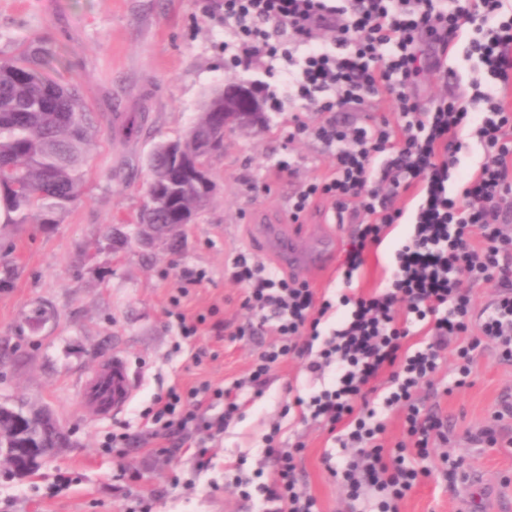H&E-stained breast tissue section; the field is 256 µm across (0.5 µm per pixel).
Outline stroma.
<instances>
[{
    "label": "stroma",
    "instance_id": "35a3bbf8",
    "mask_svg": "<svg viewBox=\"0 0 512 512\" xmlns=\"http://www.w3.org/2000/svg\"><path fill=\"white\" fill-rule=\"evenodd\" d=\"M35 40L52 52L47 75L79 88L99 133L85 152L84 195L60 224H0V261L17 268L0 284V342L12 350L0 361V402L48 410L71 441L32 476L0 470V512H137L146 498L153 512H264L262 498L242 497L235 480L254 478L259 469L273 478L264 448L275 426L277 443L297 448L299 487L315 497L318 512H372L373 491L349 496L342 477L328 470L327 461L344 456L334 438L288 407L293 394L307 397L328 387L333 370L312 374L295 358L273 367L262 395L248 399L209 441L214 459L206 470L191 455L193 437L154 438L143 415L170 387L203 380L232 385L275 339L267 326L233 341L211 330L182 340L165 310L183 270L209 275L191 289L185 307L203 314L219 307V320L234 328L249 321L242 286L225 274L236 256L307 281L334 301L357 228L350 220L335 223L323 198L290 222V199L304 182L327 173L333 157L314 136H291L293 106L285 99L267 103L266 129L227 132L223 153L210 163L214 200L192 223L170 226L162 238L135 223L156 144L181 137L224 84L256 82L268 91L276 84L265 65L225 63L224 0H0V58ZM467 43L463 34L448 48L455 79H424L426 106L454 94L470 97L473 82H487L478 58L467 57ZM131 112L146 113L147 120L123 143L117 131ZM286 160L294 163V175L277 174ZM409 230V224L394 225L369 251L352 288L384 287ZM284 241L298 249L296 259L281 251ZM320 252L324 269L308 267L307 259ZM116 354L129 365L135 395L123 411L97 418L85 406L81 382ZM472 358L467 385H458V360L449 351L418 390L421 410L446 422L448 442L418 461L417 484L399 512H512V359L487 341ZM489 428L496 443L478 439ZM114 433L128 434L129 443L104 447ZM448 464L456 468L451 481L443 475ZM121 468L127 474L120 479Z\"/></svg>",
    "mask_w": 512,
    "mask_h": 512
}]
</instances>
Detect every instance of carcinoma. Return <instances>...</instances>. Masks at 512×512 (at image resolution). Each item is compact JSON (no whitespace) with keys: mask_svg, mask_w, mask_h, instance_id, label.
Segmentation results:
<instances>
[{"mask_svg":"<svg viewBox=\"0 0 512 512\" xmlns=\"http://www.w3.org/2000/svg\"><path fill=\"white\" fill-rule=\"evenodd\" d=\"M47 51L29 43L14 61H0V223L57 224L82 196L83 150L94 126L88 107L72 84L45 75ZM224 109V90L205 102L182 140L160 144L149 159L150 181L137 223L154 224L164 234L170 224H189L207 207L206 184L189 171L209 167L223 147L210 145L215 113ZM183 149L186 166L175 165L168 146ZM15 449L18 477L35 473L28 450L37 460L50 448L69 445L55 419L45 420L19 409L0 418V446Z\"/></svg>","mask_w":512,"mask_h":512,"instance_id":"1","label":"carcinoma"}]
</instances>
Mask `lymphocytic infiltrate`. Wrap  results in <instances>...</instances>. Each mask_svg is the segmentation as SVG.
<instances>
[{"mask_svg": "<svg viewBox=\"0 0 512 512\" xmlns=\"http://www.w3.org/2000/svg\"><path fill=\"white\" fill-rule=\"evenodd\" d=\"M224 25L237 40L238 59L254 61L281 56L283 78L304 111L322 114L316 127L294 117L299 133H312L335 161L321 179L304 185L290 200L299 219L320 197L331 200L337 219H357L359 229L346 251L343 279L351 281L369 247L381 244L387 231L409 219L411 231L395 253L387 286L368 293L342 294L338 302L318 299L298 278L264 263L237 256L230 278L246 290L245 307L257 327L273 324L277 339L254 360L248 376L232 386L209 382L156 397L148 415L157 436L201 428H224L240 411L243 388L261 389L273 366L287 357L305 359L308 371L335 370L332 384L309 397H296L302 415L324 423L351 456L338 465L350 495L369 487L383 495L378 512H399L419 472L412 458H425L434 440H447L442 419L421 412L414 394L437 368L441 352L454 349L469 375L470 353L480 339L512 355V238L500 227L512 208V113L499 87L477 90L487 109L471 114L463 99L439 101L421 110L414 93L426 67L424 47H447L462 32H471L470 51L500 85L512 83V12L503 0H224ZM390 95L405 118L403 128L388 121L350 127L337 125L333 112L377 111ZM483 149V159L460 192L449 195L448 180L460 164L467 140ZM412 196V210L397 201ZM206 274L185 270L167 316L184 338L197 336L205 315L186 314L181 300L201 285ZM497 281V311L469 334L473 285ZM345 314L329 334L320 325L333 305ZM429 341L409 351L404 341L413 328ZM321 341L320 349L298 346L296 339ZM391 388L379 402L383 373ZM224 410L211 418L214 401ZM404 409L406 440L385 449L379 435L395 409ZM275 477L257 490L272 512H314L315 498L300 491L295 453L267 447Z\"/></svg>", "mask_w": 512, "mask_h": 512, "instance_id": "obj_1", "label": "lymphocytic infiltrate"}]
</instances>
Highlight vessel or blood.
I'll return each mask as SVG.
<instances>
[{"instance_id": "b4317fda", "label": "vessel or blood", "mask_w": 512, "mask_h": 512, "mask_svg": "<svg viewBox=\"0 0 512 512\" xmlns=\"http://www.w3.org/2000/svg\"><path fill=\"white\" fill-rule=\"evenodd\" d=\"M90 412L99 417L122 410L132 399L134 387L128 366L121 356H112L81 383Z\"/></svg>"}]
</instances>
